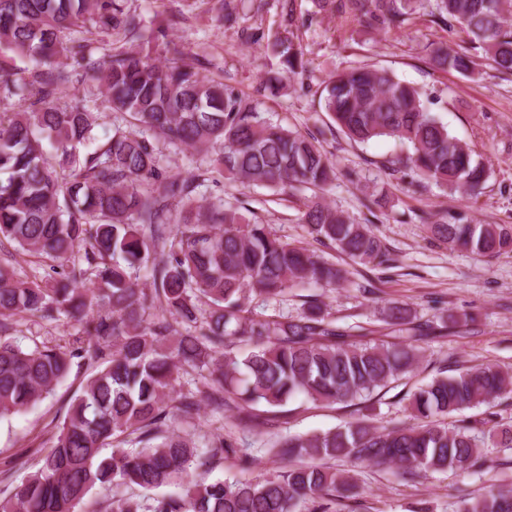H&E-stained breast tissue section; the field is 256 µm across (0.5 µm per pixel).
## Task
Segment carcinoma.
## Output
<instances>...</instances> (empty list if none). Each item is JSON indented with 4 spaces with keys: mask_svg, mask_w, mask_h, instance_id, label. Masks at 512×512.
Returning a JSON list of instances; mask_svg holds the SVG:
<instances>
[{
    "mask_svg": "<svg viewBox=\"0 0 512 512\" xmlns=\"http://www.w3.org/2000/svg\"><path fill=\"white\" fill-rule=\"evenodd\" d=\"M379 31L408 23L418 0H349ZM432 14L457 23L487 66L512 75V0H433ZM293 10L283 32L261 29L246 41L271 52L278 70L265 89L278 94L303 74L294 45ZM117 34L129 48L102 52ZM141 19L126 0H0V240L51 261L45 281L17 277L0 260V333L16 319L76 325L65 346L23 348L0 339V417L51 394L73 360L92 368L69 404L41 467L0 500V512H79L93 489L122 487L105 512H345L359 503L355 479L323 464L344 459L395 466L407 480L427 472L480 473L484 448H512V424L487 420L478 429L447 418L512 395V372L480 364L437 376L410 399L416 425L378 428L353 419L322 434L279 435L268 447L288 466L252 480L206 484L193 472L216 458L249 469L237 431L259 432L297 396L324 404L367 401L387 383L411 374L432 339L402 302L383 308L388 332L343 327L316 296L294 317L258 315L251 295L278 302L311 286L333 287L346 270L318 251L282 241L256 214L208 203L199 184L166 173L162 147L196 154L219 150L200 176L260 185L295 196L322 190L336 177L318 139L264 116L233 88L200 76L195 57L155 39L171 56L161 65L137 50ZM31 66L18 76L10 61ZM74 60L96 81L113 112L130 118L103 143L95 106L63 105L73 86L62 59ZM426 63L465 78L481 75L472 56L430 45ZM324 110L356 143L398 140L405 166L420 181L450 193L477 195L490 168L449 134L426 106V94L376 65L332 74L322 89ZM88 143L95 148L79 155ZM388 195H366L369 213ZM308 235L364 267L392 262L371 226L360 224L317 194L305 198ZM432 237L481 257L512 253V225L473 224L462 214L428 223ZM151 268L153 287L137 276ZM235 410L232 427L204 443L186 430L201 402ZM322 461L317 465L314 460ZM177 485L174 494L143 495ZM453 512H512V485H491L458 497Z\"/></svg>",
    "mask_w": 512,
    "mask_h": 512,
    "instance_id": "cac0c4a2",
    "label": "carcinoma"
}]
</instances>
